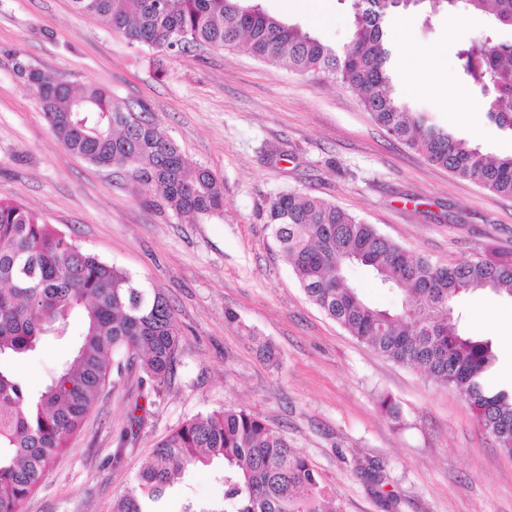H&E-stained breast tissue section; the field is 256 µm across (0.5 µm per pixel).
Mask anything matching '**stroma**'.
Returning <instances> with one entry per match:
<instances>
[{
    "label": "stroma",
    "mask_w": 512,
    "mask_h": 512,
    "mask_svg": "<svg viewBox=\"0 0 512 512\" xmlns=\"http://www.w3.org/2000/svg\"><path fill=\"white\" fill-rule=\"evenodd\" d=\"M259 2L333 45L350 38L349 0H319L321 23L296 0ZM402 20L393 42L400 99L484 153L506 156L512 137L488 121L487 99L464 80L456 49L489 34L510 44L512 29L496 27L489 12ZM18 55L73 86L101 83L144 105L188 162L222 181L223 213L185 222L127 173L68 152L15 75ZM289 190L334 203L438 264L512 251V198L388 138L358 96L324 74L268 66L242 46L178 55L133 46L72 0H0V198L26 204L160 293L182 332L162 393L141 385L135 367L114 378L24 512H111L161 438L224 408L253 412L284 434L342 512H512V456L463 398L360 343L309 301L265 219L270 198ZM458 307L464 332L493 343L495 382L511 385L512 298L474 291ZM70 349V340L45 337L22 367L31 393ZM385 395L398 418L381 410ZM368 467L380 483L362 477ZM221 497L210 472L198 470L174 482L164 508Z\"/></svg>",
    "instance_id": "obj_1"
}]
</instances>
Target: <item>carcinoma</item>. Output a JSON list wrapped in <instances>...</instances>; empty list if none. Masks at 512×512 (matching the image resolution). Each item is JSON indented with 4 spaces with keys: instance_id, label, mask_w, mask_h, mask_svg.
I'll list each match as a JSON object with an SVG mask.
<instances>
[{
    "instance_id": "cac0c4a2",
    "label": "carcinoma",
    "mask_w": 512,
    "mask_h": 512,
    "mask_svg": "<svg viewBox=\"0 0 512 512\" xmlns=\"http://www.w3.org/2000/svg\"><path fill=\"white\" fill-rule=\"evenodd\" d=\"M72 2L132 43L181 53L200 46L234 48L244 41L254 57L271 66L326 73L354 90L390 137L430 164L512 197V155L492 160L396 97L386 21L425 0H352V35L342 47L248 0ZM432 2L489 11L512 27V0ZM456 57L468 82L488 97L489 121L512 134V44L487 36L480 45H461ZM14 71L69 152L96 165L127 169L154 201L180 217L223 211L219 179L207 168L190 167L144 107L119 101L99 85L78 90L18 55ZM267 220L315 305L360 342L454 389L499 448L512 455V389L489 385L497 361L492 341L460 333L454 315L456 299L466 292L512 296V252L491 250L463 263L437 265L407 255L348 211L291 191L269 200ZM354 264L395 291L393 309L371 304L347 281L345 272ZM74 334L79 339L73 341L72 358L32 394L22 364L43 337ZM181 339L161 294L83 250L24 204L1 199L0 512H22L110 384L111 370L120 375L137 364L159 393L171 380ZM213 465L222 500L207 506L189 502L183 512H340L335 491L286 438L235 408L188 420L162 438L134 484L113 498L112 512H164L162 501L175 477Z\"/></svg>"
}]
</instances>
